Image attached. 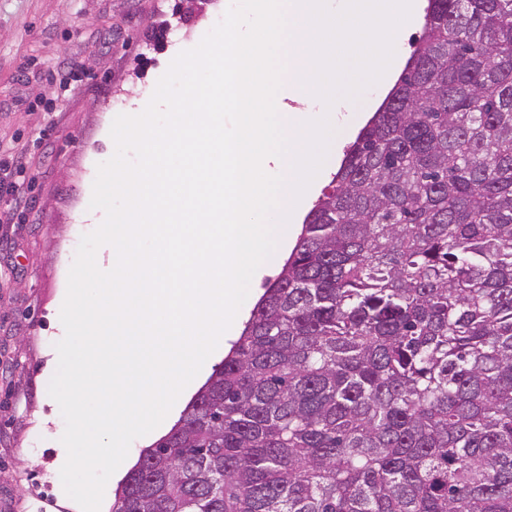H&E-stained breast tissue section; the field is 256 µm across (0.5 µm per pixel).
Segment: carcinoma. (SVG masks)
<instances>
[{
  "mask_svg": "<svg viewBox=\"0 0 512 512\" xmlns=\"http://www.w3.org/2000/svg\"><path fill=\"white\" fill-rule=\"evenodd\" d=\"M263 289L112 512H512V0H428Z\"/></svg>",
  "mask_w": 512,
  "mask_h": 512,
  "instance_id": "carcinoma-1",
  "label": "carcinoma"
}]
</instances>
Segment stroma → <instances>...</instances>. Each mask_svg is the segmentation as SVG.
Masks as SVG:
<instances>
[{
	"mask_svg": "<svg viewBox=\"0 0 512 512\" xmlns=\"http://www.w3.org/2000/svg\"><path fill=\"white\" fill-rule=\"evenodd\" d=\"M225 0H0V178L23 159L35 178L29 211L0 192V512H75L51 471L54 445L36 430L49 412L45 352L84 234L98 164L116 116L151 99L175 49L196 47ZM344 104L342 153L382 102Z\"/></svg>",
	"mask_w": 512,
	"mask_h": 512,
	"instance_id": "1",
	"label": "stroma"
}]
</instances>
